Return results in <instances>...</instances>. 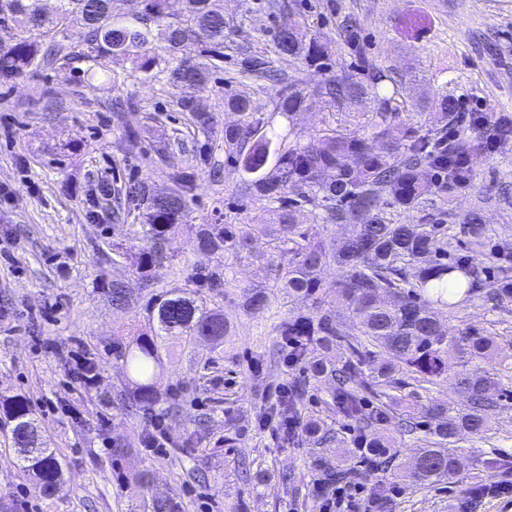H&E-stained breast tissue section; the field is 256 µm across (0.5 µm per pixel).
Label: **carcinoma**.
<instances>
[{
    "label": "carcinoma",
    "instance_id": "1",
    "mask_svg": "<svg viewBox=\"0 0 512 512\" xmlns=\"http://www.w3.org/2000/svg\"><path fill=\"white\" fill-rule=\"evenodd\" d=\"M113 2L57 0L50 13L43 0H0V31L10 34V40H0V80L52 67L61 59H89L109 73L107 65L116 60L154 77L162 74L169 85L189 91L206 88L211 75L224 69L222 0H184L183 15L175 21L168 20L167 0H142V11L130 19L115 13ZM274 7L296 20L274 33L271 53L298 60L324 79L305 93L284 70L271 69L260 56L243 58L235 79L278 81L281 112H297L311 99H323L332 107V119L309 137L291 129L284 137L262 131L248 98L224 96V107L240 116L239 124L224 127V152L235 158L242 174L252 176V192L263 207L279 203L281 210L276 224L265 223L259 213L249 224L207 230L200 235L199 249L240 258L251 252L255 238L266 239L275 287L290 298L309 301L315 310L280 320L275 331L286 340L292 360L311 364L313 378L336 382L338 415L358 426L342 455L321 463L320 472L331 484L370 482L374 512H391L388 473L401 470V477L414 487L434 486L458 475L465 467L455 448L458 439L484 435L507 392L502 379L483 367L492 359L495 337L467 331L448 335L433 305L456 307L486 282L488 301L497 305L512 299L508 268H499L490 281L482 262L448 260L453 237L445 223L449 189L472 180V156L493 150L498 140L512 139V117H499L488 135L460 129L455 97L448 90L412 102L402 98L406 80L425 81V75L413 70L405 77L367 62L361 78L328 76V51L308 34L295 0ZM73 24L84 30L86 53L61 40ZM155 40L162 43L164 54L152 51ZM192 43L199 45V57L181 56L182 48ZM176 107L190 113L197 131L210 130L212 118L199 109L195 96H180ZM172 178L177 188L166 195L153 194L143 181L125 191L128 200L145 206L143 246L134 262L141 277L173 252L177 224L185 217L194 173L178 168ZM410 212L418 213L417 220H406ZM322 224L351 225L353 230L338 243L328 242L319 237ZM462 224L475 251L481 252L492 229L477 211L467 213ZM331 266L339 278L335 287L326 289L321 274ZM230 285L227 272L213 271L192 288L152 300L146 331L118 351L128 373L126 396L133 404L148 410L160 401L154 369L176 356L172 339L224 343L229 335L224 311L207 307L200 293ZM108 292L118 306L131 295L122 277L112 279ZM329 304L344 308L365 337L360 345L348 344L350 355L340 364L324 355L328 345L348 336L345 322L322 313ZM270 306L265 291L249 293V311L264 313ZM450 357L456 360L455 398L422 397L420 391H430L448 375ZM406 388L415 399L412 404L404 403L400 394ZM0 413L8 423L6 438L17 452L19 469L43 496H55L64 483L63 468L56 449L42 442L29 398L1 397ZM393 424L401 435L424 432L407 463L399 461L395 450L396 438L389 433ZM287 425L294 437L305 434L319 444L331 440L313 415L295 411ZM137 479L149 494L148 512H182L178 503L151 488L147 471H140Z\"/></svg>",
    "mask_w": 512,
    "mask_h": 512
}]
</instances>
